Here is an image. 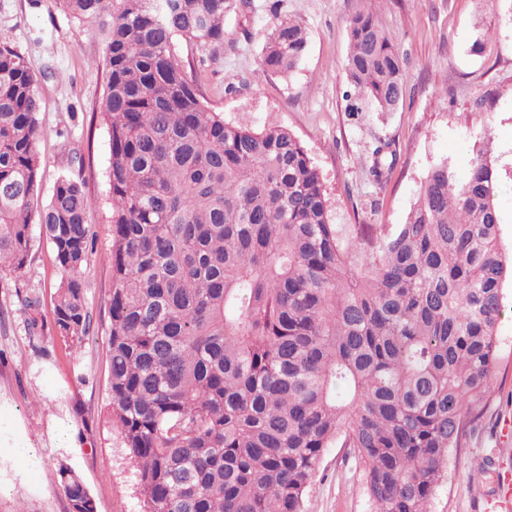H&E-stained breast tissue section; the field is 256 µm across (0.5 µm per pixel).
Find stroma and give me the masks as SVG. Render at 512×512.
Segmentation results:
<instances>
[{
	"mask_svg": "<svg viewBox=\"0 0 512 512\" xmlns=\"http://www.w3.org/2000/svg\"><path fill=\"white\" fill-rule=\"evenodd\" d=\"M360 0H235L224 41L191 55L210 108L226 122L288 128L321 173L336 224L404 223L421 180L442 160L466 176L477 150L499 169L500 245L512 253V0H383L388 27L407 56L406 97L393 112L350 115L343 100L348 52L344 21ZM292 17L308 46L293 73L264 72L267 24ZM487 29L479 51L471 46ZM19 52L38 78L41 179L32 210L49 201L58 177L80 174L96 201L98 258L85 274L91 325L81 348L65 352L52 322L64 273L39 226L31 228L21 274L0 276V512H70L57 482L67 464L82 477L97 512H141L137 466L107 409L112 272L108 172L110 141L98 106L105 88V45L91 25L55 0H0V45ZM392 141L398 160L387 182L367 174L375 139ZM496 355L497 384L475 432L448 458V476L431 512H500L497 490L512 480V284ZM43 321L29 326L28 302ZM304 512H371L361 474L345 449H326Z\"/></svg>",
	"mask_w": 512,
	"mask_h": 512,
	"instance_id": "stroma-1",
	"label": "stroma"
}]
</instances>
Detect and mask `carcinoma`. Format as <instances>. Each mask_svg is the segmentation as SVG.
Segmentation results:
<instances>
[{
	"label": "carcinoma",
	"mask_w": 512,
	"mask_h": 512,
	"mask_svg": "<svg viewBox=\"0 0 512 512\" xmlns=\"http://www.w3.org/2000/svg\"><path fill=\"white\" fill-rule=\"evenodd\" d=\"M106 47L99 112L111 148L108 400L137 463L142 512H302L324 450L358 464L374 512H430L448 456L495 391L503 287L498 172L433 165L403 224H333L319 170L286 128L253 131L206 105L176 55L224 40L234 0H55ZM345 111L394 112L407 60L378 14L346 19ZM305 29L276 19L260 65L286 75ZM38 79L0 45V275L31 248L40 176ZM370 175L396 161L377 139ZM96 203L64 175L38 213L65 273L56 336L91 323L84 270ZM71 512H95L81 476Z\"/></svg>",
	"instance_id": "obj_1"
}]
</instances>
